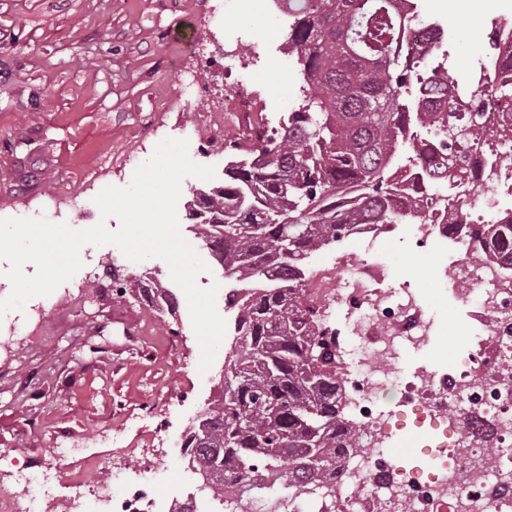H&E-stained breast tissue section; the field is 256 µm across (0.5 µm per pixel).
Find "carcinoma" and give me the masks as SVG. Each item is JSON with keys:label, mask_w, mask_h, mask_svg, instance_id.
Segmentation results:
<instances>
[{"label": "carcinoma", "mask_w": 512, "mask_h": 512, "mask_svg": "<svg viewBox=\"0 0 512 512\" xmlns=\"http://www.w3.org/2000/svg\"><path fill=\"white\" fill-rule=\"evenodd\" d=\"M288 57L301 103L279 127L233 144L224 181L193 191L205 220L198 241L221 247L227 285L244 287L224 359L218 397L186 431L184 447L203 486L234 512V500L263 490L303 491L356 441L343 408L336 334L308 303V258L344 240L357 224H427L398 201L414 181L430 192H464L489 178L466 167L459 147L508 142L500 112H459L455 85L428 68L433 49L407 38L421 19L400 0H285ZM479 86L512 101V88L481 67ZM489 239L512 246V224H490Z\"/></svg>", "instance_id": "obj_1"}]
</instances>
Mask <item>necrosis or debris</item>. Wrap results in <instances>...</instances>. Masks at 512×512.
Listing matches in <instances>:
<instances>
[{"label":"necrosis or debris","mask_w":512,"mask_h":512,"mask_svg":"<svg viewBox=\"0 0 512 512\" xmlns=\"http://www.w3.org/2000/svg\"><path fill=\"white\" fill-rule=\"evenodd\" d=\"M495 151L489 143L474 145L468 164L492 170L499 194L482 207L497 224L512 217V167L492 164ZM432 199L430 224L364 225L351 237L362 250L345 254L343 277L328 271L309 283L313 297L339 306L330 323L341 337L336 358L359 441L335 475L290 502L288 512H512V270L477 241L480 223L459 195L444 191ZM398 234L415 250L451 243L458 254L444 278L472 304L480 335L448 372L401 367L408 352L430 344L433 322L410 282L387 285L391 274L376 242ZM394 392L399 407L386 409ZM409 424L435 450L431 472L392 463L390 448ZM126 472L81 459L66 512H214L203 491L160 494L166 472L152 461L134 467V481ZM53 480L46 472L1 468L0 512H43ZM18 485L24 496L15 494Z\"/></svg>","instance_id":"4bbe7bcc"}]
</instances>
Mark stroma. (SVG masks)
<instances>
[{"label":"stroma","instance_id":"stroma-1","mask_svg":"<svg viewBox=\"0 0 512 512\" xmlns=\"http://www.w3.org/2000/svg\"><path fill=\"white\" fill-rule=\"evenodd\" d=\"M214 0H0V218H32L52 202L58 222L92 227L100 210L80 213L105 187L128 186L131 155H152L157 137L198 131L194 162L214 164L226 143L248 142L261 120H280L299 104L300 77L281 54L285 29L271 14H225L241 29L253 70L227 71L223 38L211 18ZM423 0L422 16L448 31L449 81L490 53L491 20L512 19V0ZM264 47L255 57L256 47ZM193 70L200 94L223 93V109L188 102L173 71ZM378 250L411 281L435 324L429 346L410 351L408 366L443 369L464 336L479 330L468 305L435 278L440 249L413 251L396 236ZM97 258L87 288L58 287L51 313L38 299L0 318V466L53 468L54 493L71 492L73 460L50 451L77 441L108 455L113 466L133 463L157 447V430L178 439L184 423L217 392L231 336H224L207 372L187 301L174 316L158 317L135 289L111 293L112 267L127 259L113 245H84L81 260Z\"/></svg>","mask_w":512,"mask_h":512}]
</instances>
